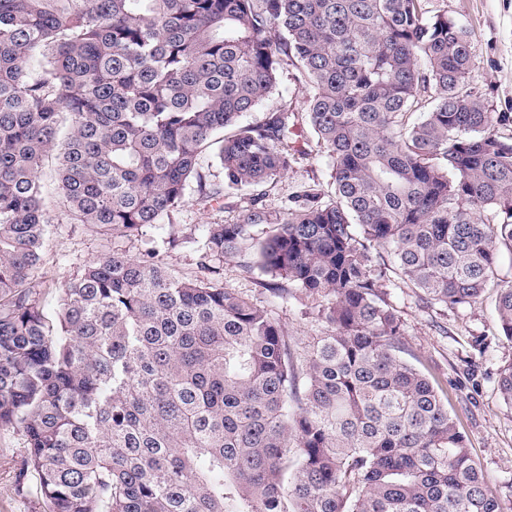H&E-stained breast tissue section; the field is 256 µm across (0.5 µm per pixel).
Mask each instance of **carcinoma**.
I'll list each match as a JSON object with an SVG mask.
<instances>
[{
	"mask_svg": "<svg viewBox=\"0 0 512 512\" xmlns=\"http://www.w3.org/2000/svg\"><path fill=\"white\" fill-rule=\"evenodd\" d=\"M474 43L425 0H0V428L24 432L17 480L47 512H512L403 357L387 291L462 307L512 252V118L468 89ZM290 65L305 107L241 123ZM309 131L333 190L272 213L263 187ZM48 157L65 215L103 234L163 223L191 187L250 208L206 226L193 277L87 263L54 325L31 290ZM214 257L277 277L324 334L297 351ZM495 310L512 341L511 286ZM497 387L512 407V362Z\"/></svg>",
	"mask_w": 512,
	"mask_h": 512,
	"instance_id": "carcinoma-1",
	"label": "carcinoma"
}]
</instances>
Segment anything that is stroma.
Instances as JSON below:
<instances>
[{
  "mask_svg": "<svg viewBox=\"0 0 512 512\" xmlns=\"http://www.w3.org/2000/svg\"><path fill=\"white\" fill-rule=\"evenodd\" d=\"M430 14L444 13L471 29L476 37L469 84L491 111L512 113V0H427ZM331 161L307 144L296 156L287 175L266 186L263 205L281 210L304 183L330 182ZM249 206L241 192L219 203L202 204L188 198L168 222L143 229L136 236L104 237L81 224L69 223L58 208H51L52 222L43 248L42 262L33 281L48 317H55L67 282L85 264L112 251L131 256L152 252L180 275L197 272L199 254L195 241L206 225L242 218ZM225 287L261 307L272 298L263 288L270 275L260 270L244 272L238 261L220 259ZM390 300L405 328V345L416 365L448 396V409L468 439L472 457L487 484L503 498H512V407L497 389L498 369L512 360V342L501 333L492 296L457 309L423 307L413 288L399 285ZM280 323L297 349H305L323 332L322 324L305 313L301 302L280 305ZM483 351L473 350L475 339ZM21 429H0V512H45L29 487L19 485L16 469L25 453Z\"/></svg>",
  "mask_w": 512,
  "mask_h": 512,
  "instance_id": "obj_1",
  "label": "stroma"
}]
</instances>
